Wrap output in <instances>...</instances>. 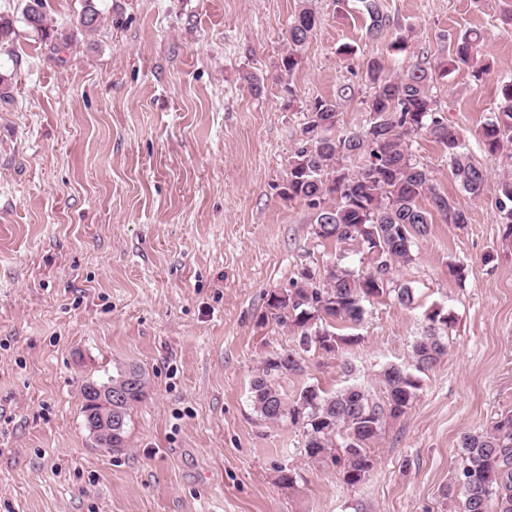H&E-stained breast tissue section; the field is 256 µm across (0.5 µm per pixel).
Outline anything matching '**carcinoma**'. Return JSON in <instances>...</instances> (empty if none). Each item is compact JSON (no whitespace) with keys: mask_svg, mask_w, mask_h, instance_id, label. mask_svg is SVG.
<instances>
[{"mask_svg":"<svg viewBox=\"0 0 512 512\" xmlns=\"http://www.w3.org/2000/svg\"><path fill=\"white\" fill-rule=\"evenodd\" d=\"M363 7L370 20L368 35L379 36L390 24L382 0H363ZM98 17L92 0H86L79 24L93 30ZM22 19L33 31L50 36L43 0H24ZM318 23L315 8L309 0H301L288 27V51L279 65L283 74H294L301 61L299 48L314 36ZM481 41L475 30L451 37L448 62L434 68L413 63L394 74L385 60H371L364 77L369 89L363 101L369 114L365 123L336 134L341 103L355 96L354 86L343 84L336 98L318 99L309 107L302 138L289 160L281 195L306 204L318 245L334 247L338 260L324 277L302 266L287 298L269 301L271 316L298 334V348L264 362L251 383V400L263 419L303 428L305 454L338 468L351 486L361 483L373 468L367 448L379 439L388 421L411 406L421 389V375L447 355L446 338L455 325L454 315L442 306L425 312L427 330L413 345V369L384 367L378 379L379 398L353 382L334 393L308 385L290 400L275 377L303 373L304 354L314 347L333 353L357 342V335L336 329L361 325L365 303L392 295L400 305L413 306L414 290L393 287L392 272L395 265L412 262L418 239L430 233L432 213L460 229L468 224V212L413 158L409 141L421 134L432 138L442 146L450 173L462 190L472 199L483 195L487 169L473 159L458 132L448 127L434 92L438 80L474 62ZM498 95L496 110L480 131L483 149L490 156L498 154L503 142H512V80L499 86ZM349 162L359 163L358 169L350 170ZM422 198L430 208L419 205ZM495 207L500 223L512 235V177L499 182ZM351 255L359 257L364 267L341 265ZM110 386L114 392L119 388L124 392L118 408L127 424L131 407L146 395L148 377L141 368L130 366L118 371ZM443 495L461 498L462 512H512L511 409L489 428L461 435L456 473Z\"/></svg>","mask_w":512,"mask_h":512,"instance_id":"carcinoma-1","label":"carcinoma"}]
</instances>
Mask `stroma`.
I'll list each match as a JSON object with an SVG mask.
<instances>
[{
	"instance_id": "35a3bbf8",
	"label": "stroma",
	"mask_w": 512,
	"mask_h": 512,
	"mask_svg": "<svg viewBox=\"0 0 512 512\" xmlns=\"http://www.w3.org/2000/svg\"><path fill=\"white\" fill-rule=\"evenodd\" d=\"M382 3L391 25L373 38L360 0H314L320 24L291 99L279 63L299 0H94L91 31L77 22L85 0H47L64 45L24 25L21 0H0L16 30L0 46V512H460L443 494L460 435L512 409V237L495 208L512 145L490 160L479 136L512 79V0ZM470 29L484 36L489 74L460 67L436 95L488 169L483 196L460 190L437 143L411 141L468 225L436 220L394 269L414 307L367 303L358 344L311 350L305 373L277 379L291 398L352 379L377 389L383 366L410 364L427 309L454 314L447 356L371 446L367 479L349 486L307 458L301 429L250 400L263 361L297 345L268 318L271 294L300 266L335 258L305 203L280 191L315 99L352 84L339 126L351 130L367 117L370 60L393 71L443 62L448 35ZM398 35L408 48L394 59ZM346 43L353 57L338 55ZM488 251L498 259L485 265ZM132 364L149 388L124 447L108 450L85 426L81 388ZM284 469L293 487L279 485Z\"/></svg>"
}]
</instances>
